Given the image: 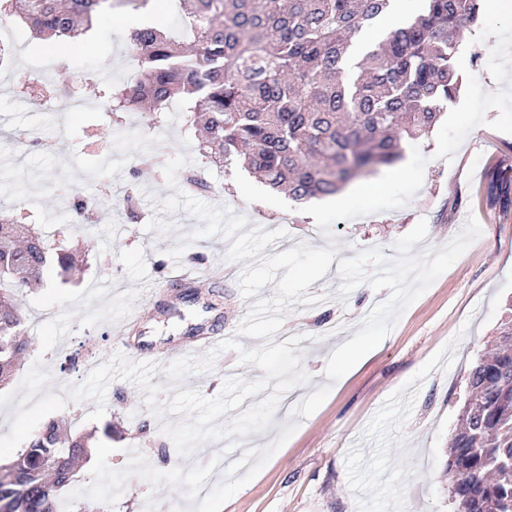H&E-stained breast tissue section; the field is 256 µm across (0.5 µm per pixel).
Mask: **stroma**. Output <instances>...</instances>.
<instances>
[{
	"label": "stroma",
	"instance_id": "35a3bbf8",
	"mask_svg": "<svg viewBox=\"0 0 512 512\" xmlns=\"http://www.w3.org/2000/svg\"><path fill=\"white\" fill-rule=\"evenodd\" d=\"M130 7L105 12L93 42L73 50L44 45L28 26L17 23V64L37 63L47 83L21 94L18 81L0 72V208L40 225L49 248L80 252L67 287L82 291L109 281L120 290L132 283L118 259L120 251L143 248L148 278L158 281L176 264L193 267L191 288L161 296L144 292L136 329L103 319L85 327L72 320L68 336L42 352L37 329L59 307L36 309L37 290L19 296L30 317L31 346L12 386L42 360L46 389L60 394L84 380L92 365L114 352L135 349L158 362L153 381L162 395L175 390L219 394L232 376L262 378V370L239 366L233 350L221 352L210 371L172 381L165 365L181 345L195 340L200 327L235 336L252 302L238 287L241 264L228 261L225 236L193 238L199 222L185 211L171 214L174 232L147 231L152 198L171 189L164 164L178 155L188 169L202 167L186 102L176 111L122 112L102 109L98 84L119 86L138 77L128 43ZM480 25L466 31L468 69L487 92L499 90L487 62L496 37L478 41ZM72 90L84 100L76 113L44 112L41 101ZM39 132L36 143L19 144L22 129ZM428 156L424 181L412 201L399 209L336 221L324 235L299 202L272 190L256 175L208 170L213 186L201 199L246 218L249 228L284 229L286 237L268 245L272 256L306 243H335L328 272L308 289L328 294L325 303L294 304L274 343L300 337L301 366L309 384L284 394L266 431L244 440L252 461L239 468L237 450L223 442L199 443L180 456L162 424L180 416H156L145 395L124 380L107 390L106 410L88 415L92 399L67 401L56 411L71 435L82 437L91 454L80 460L73 489L98 486L111 512H456L448 445L469 396L468 376L489 351L501 323L512 319V134L475 128L453 160L435 158L436 137L403 143L401 162L412 147ZM132 190L134 210L116 208L108 193ZM102 195L87 234L69 223L71 192ZM180 259L168 251L179 239ZM224 266L223 280L211 267ZM376 338L375 352L348 369L344 352L361 337Z\"/></svg>",
	"mask_w": 512,
	"mask_h": 512
}]
</instances>
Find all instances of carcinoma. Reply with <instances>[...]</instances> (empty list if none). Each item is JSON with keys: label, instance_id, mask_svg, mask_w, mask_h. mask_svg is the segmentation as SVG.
<instances>
[{"label": "carcinoma", "instance_id": "carcinoma-1", "mask_svg": "<svg viewBox=\"0 0 512 512\" xmlns=\"http://www.w3.org/2000/svg\"><path fill=\"white\" fill-rule=\"evenodd\" d=\"M425 2L347 71L352 47L392 0H179L185 34L174 37L158 17L132 29L140 78L99 94L112 112L191 98L202 110L205 163L259 173L295 201L331 196L396 161L401 144L427 135L460 90L453 58L480 0ZM110 9L105 0H0V12L72 49ZM73 264L30 225L0 218V386L28 352L17 293L45 267L64 274ZM499 335L469 374L471 395L450 441L451 493L463 512H512V320ZM86 455L82 440L48 421L0 464V512H60ZM67 502V512H104L90 490Z\"/></svg>", "mask_w": 512, "mask_h": 512}]
</instances>
